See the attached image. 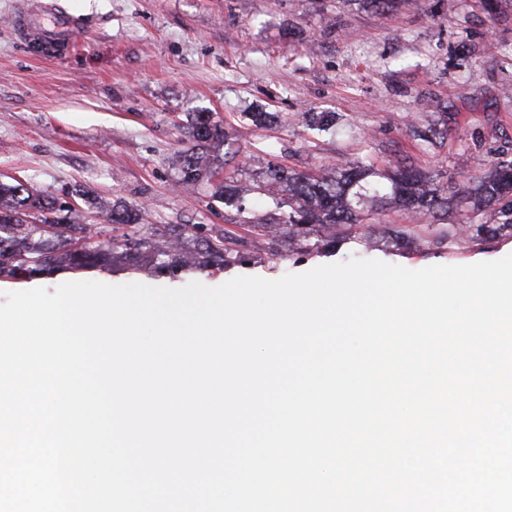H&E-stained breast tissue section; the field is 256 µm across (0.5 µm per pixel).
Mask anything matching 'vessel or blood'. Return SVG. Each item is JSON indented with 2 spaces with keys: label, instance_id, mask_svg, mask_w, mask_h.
Here are the masks:
<instances>
[{
  "label": "vessel or blood",
  "instance_id": "vessel-or-blood-1",
  "mask_svg": "<svg viewBox=\"0 0 512 512\" xmlns=\"http://www.w3.org/2000/svg\"><path fill=\"white\" fill-rule=\"evenodd\" d=\"M14 23L23 35L39 42L42 56L52 57L69 39L78 21L50 0H23Z\"/></svg>",
  "mask_w": 512,
  "mask_h": 512
}]
</instances>
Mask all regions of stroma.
<instances>
[{
  "mask_svg": "<svg viewBox=\"0 0 512 512\" xmlns=\"http://www.w3.org/2000/svg\"><path fill=\"white\" fill-rule=\"evenodd\" d=\"M56 2L83 26L64 57L48 60L17 33L18 0H0V182L24 180L83 208L100 241L112 226L82 192L140 209L148 224L223 228L250 260L178 281L65 270L0 281V292L72 281L217 287L352 258L418 270L512 253V238L455 248L439 239L448 225L489 220L495 202H452L431 225L389 204L369 238L310 255L250 231L288 212L256 189L272 164L319 174L354 160L385 170L404 158L454 194L493 160L512 161V0H402L384 14L338 0ZM257 105L278 123L253 126L244 114ZM202 111L229 134L223 176L238 185L245 213L209 189L175 184L185 121ZM309 112L335 115V127L307 126ZM431 127L438 135L429 143L422 134ZM392 226L414 228L423 243L385 242Z\"/></svg>",
  "mask_w": 512,
  "mask_h": 512,
  "instance_id": "35a3bbf8",
  "label": "stroma"
}]
</instances>
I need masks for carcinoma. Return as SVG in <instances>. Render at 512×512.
<instances>
[{
	"label": "carcinoma",
	"instance_id": "1",
	"mask_svg": "<svg viewBox=\"0 0 512 512\" xmlns=\"http://www.w3.org/2000/svg\"><path fill=\"white\" fill-rule=\"evenodd\" d=\"M190 147L174 154L177 184L187 190L211 188V196L231 203L235 186L220 178L228 135L208 113L200 112L187 127ZM258 189L268 196L288 200L284 222L256 224L264 236L281 228L299 254L323 249L336 226H349L353 240L364 237L361 222L378 212L376 206L391 200L421 217H435L448 207V187L433 177L402 165L390 174L370 165L353 164L339 176L305 175L283 166L268 169ZM464 193L478 208L512 194V161L496 160L488 172ZM97 208L109 222L128 227L108 243L87 241L86 227L68 202L48 196L22 182L0 183V278L18 279L53 269L146 268L155 276L181 274L246 261L231 246L224 230L209 228L185 233L174 224L158 227L138 223L134 210L100 199ZM512 238V208L499 210L485 224H450L440 238L456 247L484 238Z\"/></svg>",
	"mask_w": 512,
	"mask_h": 512
}]
</instances>
